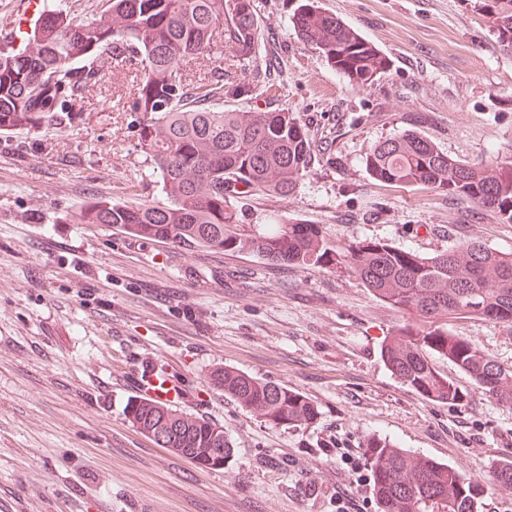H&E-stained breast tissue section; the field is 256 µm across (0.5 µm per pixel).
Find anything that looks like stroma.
I'll use <instances>...</instances> for the list:
<instances>
[{"instance_id":"1","label":"stroma","mask_w":512,"mask_h":512,"mask_svg":"<svg viewBox=\"0 0 512 512\" xmlns=\"http://www.w3.org/2000/svg\"><path fill=\"white\" fill-rule=\"evenodd\" d=\"M296 2L254 0L276 91L235 103L296 113L315 160L292 197H228L239 225L262 232L293 218L425 257L467 241L512 251V224L493 210L375 181L363 164L407 128L457 160L512 162V51L487 13L474 0H319L390 60L355 87L296 37ZM41 8L9 0L0 38L18 46ZM136 84L132 69L106 73L77 121L0 132V512H338L346 490L354 512H377L365 467L374 436L465 472L483 512H512V485L490 481L512 459V404L442 359L460 402L402 385L379 350L405 319L346 266L301 270L73 223L93 198H162L137 148ZM448 329L512 365V326L460 318ZM224 365L300 392L317 420L257 418L213 385ZM151 366L183 385L178 409L223 425L234 450L223 468H199L128 421Z\"/></svg>"}]
</instances>
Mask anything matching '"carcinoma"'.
I'll use <instances>...</instances> for the list:
<instances>
[{
	"instance_id": "cac0c4a2",
	"label": "carcinoma",
	"mask_w": 512,
	"mask_h": 512,
	"mask_svg": "<svg viewBox=\"0 0 512 512\" xmlns=\"http://www.w3.org/2000/svg\"><path fill=\"white\" fill-rule=\"evenodd\" d=\"M62 0H43L21 49L0 48V131L35 128L82 109L85 91L112 70L105 54L121 45V61L140 73L134 101L137 147L158 178L164 201L116 203L95 198L80 209V224H107L135 238L169 241L188 250L252 254L298 269L334 255L365 288L407 322L382 341L380 356L404 386L439 403L459 392L432 361L452 362L489 398L512 404V366L485 354L471 339L453 336L448 321L469 317L512 326V252L472 241L431 257L376 240L334 241L317 224L282 219L264 233L241 229L224 192L292 196L309 173L315 144L292 112L226 108L242 91L232 69L202 82L187 67L217 43L244 67L259 51L253 0H107L97 19L71 16ZM498 42L512 48V0L484 4ZM294 32L353 86L389 67L371 42L322 9L298 0ZM379 182L447 192L497 212L512 223V163L467 164L406 129L365 156ZM216 387L275 425L307 424L317 407L286 386L225 366L211 373ZM126 414L162 448L197 466L221 469L229 458L224 426L147 398ZM372 493L378 512H481L479 488L458 469L417 459L380 439L368 441Z\"/></svg>"
}]
</instances>
